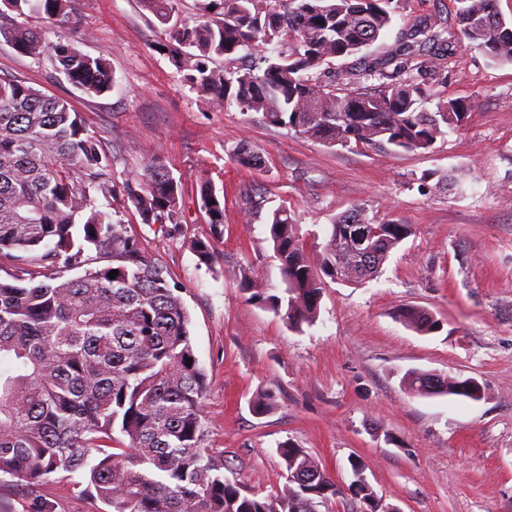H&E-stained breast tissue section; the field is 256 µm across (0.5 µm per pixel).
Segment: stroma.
<instances>
[{
	"label": "stroma",
	"mask_w": 512,
	"mask_h": 512,
	"mask_svg": "<svg viewBox=\"0 0 512 512\" xmlns=\"http://www.w3.org/2000/svg\"><path fill=\"white\" fill-rule=\"evenodd\" d=\"M78 47L112 64L114 86L101 96L75 89L46 61L0 42V76L18 77L67 99L114 156L116 183L152 162L182 181V227L163 234L142 223L122 195L97 198L138 236L182 287L195 355L208 375L209 448L224 474L246 490L284 483L277 454L289 441L317 458L339 493L318 512H363L351 490L353 466L374 489L380 512H512V65L467 50L448 60L442 91L471 102L469 121L425 153L330 147L267 125L237 106H206L185 85L165 31L139 0H73ZM454 0H404L390 48L408 21L453 20ZM262 165L239 166V145ZM455 176L458 189L427 190L425 173ZM224 190V233L214 236L199 209L201 180ZM262 198L264 215L245 206ZM398 219L416 232L381 274L326 289L313 326L289 328L266 304L284 281L266 212L290 211L308 248L351 206ZM215 240L217 259L200 266L191 248ZM255 279L261 299L241 286ZM424 307L440 326L421 335L397 313ZM476 378L480 399L418 395L409 371ZM271 393L274 409L249 401ZM55 512H101L102 505L64 475L41 488Z\"/></svg>",
	"instance_id": "obj_1"
}]
</instances>
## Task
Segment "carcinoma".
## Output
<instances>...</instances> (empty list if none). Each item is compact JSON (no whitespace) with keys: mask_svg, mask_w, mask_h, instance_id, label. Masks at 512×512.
<instances>
[{"mask_svg":"<svg viewBox=\"0 0 512 512\" xmlns=\"http://www.w3.org/2000/svg\"><path fill=\"white\" fill-rule=\"evenodd\" d=\"M455 2L453 24L416 19L389 50L372 54L368 48L391 27L401 0H198L205 20L192 28L181 24L176 0H140L166 26L164 48L181 80L209 106L236 105L330 146L391 152L428 151L467 123L470 103L437 91L457 51L512 64V19L500 14L498 0ZM23 16L67 27L68 0H0V41L49 61L88 95L112 90L106 59L66 38L46 41ZM271 43L274 55L257 52ZM217 58L224 68L212 67ZM428 101L434 110L423 108ZM234 160L245 168L261 164L247 145ZM117 191L142 223L179 233L180 180L152 164L117 185L112 155L66 100L0 77V264H9L0 278V474L26 486L32 512H53L38 489L59 473L107 512H313L338 490L320 463L290 442L277 448L282 487L250 492L224 477V457L206 444L209 382L195 359L179 286L126 225L95 204L93 194ZM199 205L220 236L224 189L203 182ZM267 221L285 283L283 295L267 302L295 329L316 321L328 283L377 277L413 233L410 224L352 206L330 225L314 259L287 210H272ZM356 224L368 230L361 254L348 244ZM91 251L111 256L112 265L88 267ZM193 251L199 264L214 263L213 242L197 241ZM79 268L82 274L66 276ZM398 317L420 334L439 328L422 307L403 308ZM435 379L442 393L475 399L468 378L411 371L405 384L428 394ZM273 404L267 392L251 401L257 415ZM354 472V494L373 505L361 467Z\"/></svg>","mask_w":512,"mask_h":512,"instance_id":"1","label":"carcinoma"}]
</instances>
